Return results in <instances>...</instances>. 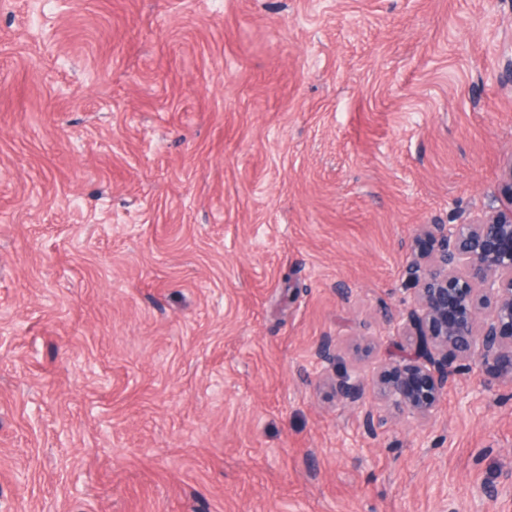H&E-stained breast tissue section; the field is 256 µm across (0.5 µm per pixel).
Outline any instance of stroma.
<instances>
[{
	"mask_svg": "<svg viewBox=\"0 0 512 512\" xmlns=\"http://www.w3.org/2000/svg\"><path fill=\"white\" fill-rule=\"evenodd\" d=\"M511 56L512 0H0V512H512V384L333 385L512 204ZM368 385V377L358 368L352 367L336 380L335 391L339 401L357 405L364 422L373 426L375 420H381L376 405L367 400Z\"/></svg>",
	"mask_w": 512,
	"mask_h": 512,
	"instance_id": "stroma-1",
	"label": "stroma"
}]
</instances>
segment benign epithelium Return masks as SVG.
I'll list each match as a JSON object with an SVG mask.
<instances>
[{
	"instance_id": "1",
	"label": "benign epithelium",
	"mask_w": 512,
	"mask_h": 512,
	"mask_svg": "<svg viewBox=\"0 0 512 512\" xmlns=\"http://www.w3.org/2000/svg\"><path fill=\"white\" fill-rule=\"evenodd\" d=\"M419 248L406 277L415 301L413 348L393 354L377 377L392 416L404 422L431 418L459 375L475 370L512 383V206L489 208L466 224H426ZM368 385L353 367L335 391L372 426L380 415Z\"/></svg>"
}]
</instances>
